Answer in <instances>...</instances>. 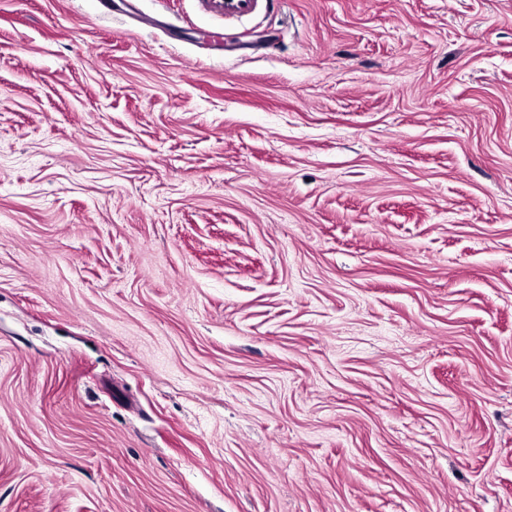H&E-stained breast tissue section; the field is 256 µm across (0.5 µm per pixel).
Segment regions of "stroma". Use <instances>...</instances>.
<instances>
[{"label":"stroma","mask_w":512,"mask_h":512,"mask_svg":"<svg viewBox=\"0 0 512 512\" xmlns=\"http://www.w3.org/2000/svg\"><path fill=\"white\" fill-rule=\"evenodd\" d=\"M0 512H512V0H0Z\"/></svg>","instance_id":"1"}]
</instances>
